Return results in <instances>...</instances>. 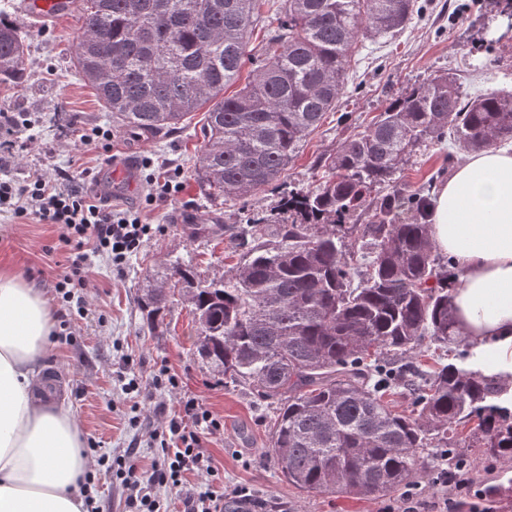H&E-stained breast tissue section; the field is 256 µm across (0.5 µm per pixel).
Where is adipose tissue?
Returning <instances> with one entry per match:
<instances>
[{
    "label": "adipose tissue",
    "mask_w": 512,
    "mask_h": 512,
    "mask_svg": "<svg viewBox=\"0 0 512 512\" xmlns=\"http://www.w3.org/2000/svg\"><path fill=\"white\" fill-rule=\"evenodd\" d=\"M430 234L460 272L458 328L512 373V151L468 156L433 190ZM55 328L50 299L0 269V512H91L92 471L69 405L42 400L36 371Z\"/></svg>",
    "instance_id": "obj_1"
}]
</instances>
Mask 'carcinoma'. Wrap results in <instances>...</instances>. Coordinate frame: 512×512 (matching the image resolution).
<instances>
[{
  "label": "carcinoma",
  "instance_id": "obj_1",
  "mask_svg": "<svg viewBox=\"0 0 512 512\" xmlns=\"http://www.w3.org/2000/svg\"><path fill=\"white\" fill-rule=\"evenodd\" d=\"M73 64L113 122L134 134L178 128L206 106L196 183L210 202L275 184L296 145L336 107L362 38H393L418 0H279L248 82L232 95L265 0H77ZM25 37L0 19V85L23 83ZM512 144V90L463 95L443 73L391 100L319 160L315 189L290 191L288 219L248 218L245 262L201 280L177 261L201 362L271 407L270 453L307 493L378 499L425 467L428 448L512 453V404L465 362L413 366L422 341L453 353L459 272L430 235V199L394 187L417 150ZM368 223L361 224L362 216ZM144 290L146 321L166 310ZM396 394L416 412L394 408Z\"/></svg>",
  "mask_w": 512,
  "mask_h": 512
}]
</instances>
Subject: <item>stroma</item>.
Segmentation results:
<instances>
[{
  "mask_svg": "<svg viewBox=\"0 0 512 512\" xmlns=\"http://www.w3.org/2000/svg\"><path fill=\"white\" fill-rule=\"evenodd\" d=\"M8 2L7 16L25 33L29 49L24 84L0 85V113L24 116L34 124L32 130L18 132L27 145L10 158L12 175L20 180L36 171L49 176L71 164L97 174L111 159L133 158L140 165L137 180L131 184L119 179L112 206L131 210L142 223L158 227L122 268L95 260L83 290L87 316L74 320L70 338L51 337L40 362L42 376L54 378L56 398L70 404L84 444L101 453L122 454L132 439L158 426V405L174 410L181 397L194 396L224 424L219 432L202 437L218 466L217 486L249 488L264 502L265 512H387L399 507L398 492L379 499H348L289 485L269 453L270 409L249 389L225 386L223 377L194 355L193 316L181 289L168 278L170 265L189 259L200 278L231 275L241 260L235 244L243 209L280 215L283 189L270 188L220 207L201 199L194 163L203 143L204 112L193 113L172 134L130 138L115 127L94 90L75 71L77 15L36 20L18 13L17 0ZM504 31L497 0H481L476 9L471 0H430L427 10L397 38L360 43L346 94L298 144L282 175L284 189L315 188L320 156L368 126L390 100L436 74L458 73L469 96L504 82L512 85V39L504 38ZM94 127L111 131V140L81 144L78 131ZM447 152L444 143L417 151L402 173L403 182L413 189H431L451 174ZM148 160L182 169L181 190L168 199L151 200L150 171L144 166ZM59 235L55 225L0 211V263H9L34 288L54 296L66 267ZM158 286L166 289L169 302L160 324L152 328L140 300L144 289ZM122 368L138 377V397L122 391L117 380ZM162 369L178 377L179 388H155L153 379ZM424 456L426 468L413 481L420 501L417 512H439L437 503L446 498L455 501L457 512H481L483 494L512 484V455L507 453L469 454L467 494L436 483L442 461L435 449H427ZM92 474L94 512H127L121 481L98 465Z\"/></svg>",
  "mask_w": 512,
  "mask_h": 512,
  "instance_id": "stroma-1",
  "label": "stroma"
}]
</instances>
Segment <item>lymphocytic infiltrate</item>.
<instances>
[{
	"mask_svg": "<svg viewBox=\"0 0 512 512\" xmlns=\"http://www.w3.org/2000/svg\"><path fill=\"white\" fill-rule=\"evenodd\" d=\"M91 170L57 169L53 176L33 174L17 181L0 168V209L15 216L53 224L60 230L59 241L68 248V270L55 284L65 315L85 313L80 293L84 274L93 259L105 258L113 267H122L151 237L153 227L141 223L131 213L101 203L75 188L78 180H89ZM221 422L192 398L181 400L168 421L167 433L149 432L157 456L150 468L137 467L139 443H131L119 456L101 454L102 464L114 468L127 491L134 512H166L164 493L177 492L183 512H225L234 501L237 512H247L255 499L248 488L217 491L212 478L217 469L201 446L200 436L217 431Z\"/></svg>",
	"mask_w": 512,
	"mask_h": 512,
	"instance_id": "f902f5d3",
	"label": "lymphocytic infiltrate"
}]
</instances>
